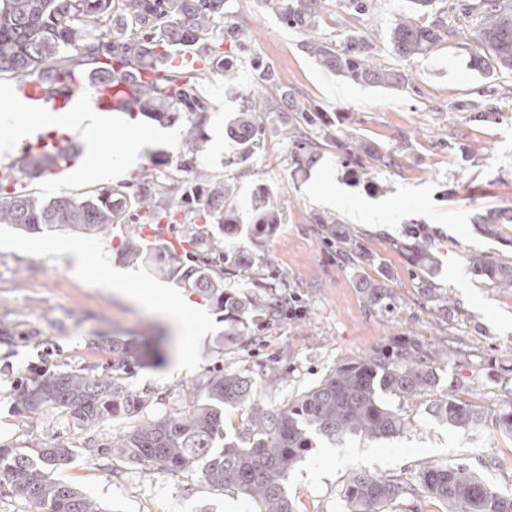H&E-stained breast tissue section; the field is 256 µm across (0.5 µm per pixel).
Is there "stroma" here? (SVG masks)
Returning a JSON list of instances; mask_svg holds the SVG:
<instances>
[{"label":"stroma","mask_w":512,"mask_h":512,"mask_svg":"<svg viewBox=\"0 0 512 512\" xmlns=\"http://www.w3.org/2000/svg\"><path fill=\"white\" fill-rule=\"evenodd\" d=\"M408 6V0H378L373 16L357 17L334 4L321 31L340 44L351 35L368 40L377 62H395L408 74L410 87L383 89L324 70L301 52L300 32L261 10L256 0H235L232 22L252 33L255 54L273 67L295 100L317 109L335 130L376 141L401 161L397 168L377 162L359 167L326 149L311 167L295 166L273 114L263 120L262 147L242 157L225 128L251 85L249 61L237 60L235 88L225 87L219 75L203 80L212 106L199 167L236 183L242 221L250 220L259 187L270 188L280 207L278 224L260 240L232 237L243 274L231 285L247 289L250 275L267 282L281 278L305 302L299 318L280 325L249 321L250 349L236 341L217 345V337L230 329L223 314L195 292L128 264L111 244L121 229L107 239L0 226V332L9 335L0 343V446L20 448L46 437L68 442L76 454L61 478L107 512H169L173 506L178 512H253L235 491H213L194 476L85 451L84 432L67 416L17 412L13 394L22 377L104 364L107 352L93 346L98 337L170 334L160 314L93 281L90 273L97 269L132 278L146 293L187 295L210 323L193 340L191 368H178L172 358L160 366L146 364L131 378L132 388L148 396L149 417L178 411L217 366L248 374L264 403L286 407L340 363L411 339L431 351L440 393L487 410L512 405V290L474 276L466 265L472 251L512 262V224L496 225L490 233L473 221L475 214L512 207V94L504 80L471 69L476 45L468 38L448 40L425 57L393 60L386 33ZM491 85L500 95L489 121L457 110L458 102L481 99ZM139 125L153 137L125 173L128 181L152 161L176 159L181 149L179 127L144 119ZM112 150V141L98 142L97 163L86 172L72 168L28 179L24 190L47 200L103 187L99 171L115 166ZM355 207L376 211L379 223L353 222ZM324 212L337 217L336 232L357 242L361 263H341L326 245L327 229L314 221ZM417 233L435 258L432 271L409 258ZM74 246L79 256L71 255ZM380 277L397 294L387 311L369 308L360 294L363 283ZM427 283L447 296V304L430 301L423 290ZM384 400L404 418L403 431L387 440L314 437L288 477L296 512H343L342 490L356 471L412 482L424 468L448 462L467 464L486 483L512 493V435L490 425L455 428L438 418L428 396L391 392Z\"/></svg>","instance_id":"stroma-1"}]
</instances>
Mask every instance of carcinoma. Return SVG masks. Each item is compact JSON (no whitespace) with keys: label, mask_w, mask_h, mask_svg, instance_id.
I'll list each match as a JSON object with an SVG mask.
<instances>
[{"label":"carcinoma","mask_w":512,"mask_h":512,"mask_svg":"<svg viewBox=\"0 0 512 512\" xmlns=\"http://www.w3.org/2000/svg\"><path fill=\"white\" fill-rule=\"evenodd\" d=\"M303 36L302 52L321 67L356 84L398 89L406 75L392 64L369 59L363 42L343 46L316 36L325 26L327 0H256ZM439 0H409L410 11L399 16L388 32L391 53L401 59L427 56L455 37H471L477 51L473 67L495 79L512 78V0H457L452 12L437 10ZM232 0H0V75L22 78L46 73L83 71L94 80L138 78L153 71L142 86L134 111L156 122L181 124L183 161L142 170L133 182L97 188L83 196H58L46 202L7 189L0 175V224L29 232L67 231L104 236L117 224L155 230L183 221L186 238L157 237L145 243L129 233L120 253L132 264L149 265L162 278L189 288L224 313L234 325L227 338L240 336L255 317L273 325L296 313L297 298L273 283L260 291L240 293L224 287V276L239 271L237 258L225 245L234 233L252 239L279 221L270 191H259L253 203L254 223L239 224L232 188L224 178L201 169L189 170L208 137L203 124L209 101L199 94L201 75L182 70L172 61L190 55L206 71L225 80L237 78V68L225 48L248 50L247 31L229 21ZM253 92L244 96L242 110L226 129L248 153L261 141V117H281L293 164L309 162L323 149L351 161L366 157L385 161L382 146L353 135H340L320 124L311 110L288 98L275 70L252 62ZM73 142L56 156L30 155L19 171L30 179L53 173L62 162L79 156ZM471 273L497 288H512V263L483 252L468 255ZM372 305H386L394 296L387 279L360 289ZM112 361L104 371L58 370L38 374L17 385L14 402L28 415L58 411L80 430H89L125 412L147 408L146 399L129 379L151 350L165 360L162 337L112 339ZM433 369L408 348L374 352L339 365L316 389L284 408L263 405L249 376L212 368L201 381L197 398L177 413L149 419L127 431L112 445L125 458L157 471H179L198 477L215 490H234L255 504V512H295L286 483L289 472L311 446L312 436L330 440L361 435L389 439L405 420L385 405L382 394L409 396L436 391ZM248 410V428L235 438L224 435V407ZM436 414L448 424L470 430L489 422L512 434V406L487 414L444 394ZM75 449L62 441H43L19 448H0V493L27 498L46 512H106L78 488L55 474L67 466ZM448 505V512H512V497L500 495L463 463L430 466L413 486L363 471L353 473L343 491L344 512H387L396 501L419 493Z\"/></svg>","instance_id":"obj_1"}]
</instances>
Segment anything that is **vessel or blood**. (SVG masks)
Here are the masks:
<instances>
[{
	"label": "vessel or blood",
	"mask_w": 512,
	"mask_h": 512,
	"mask_svg": "<svg viewBox=\"0 0 512 512\" xmlns=\"http://www.w3.org/2000/svg\"><path fill=\"white\" fill-rule=\"evenodd\" d=\"M138 88V81L125 77L90 85L80 74L37 76L17 79L13 98L26 112L86 110L110 117L133 109Z\"/></svg>",
	"instance_id": "b4317fda"
}]
</instances>
